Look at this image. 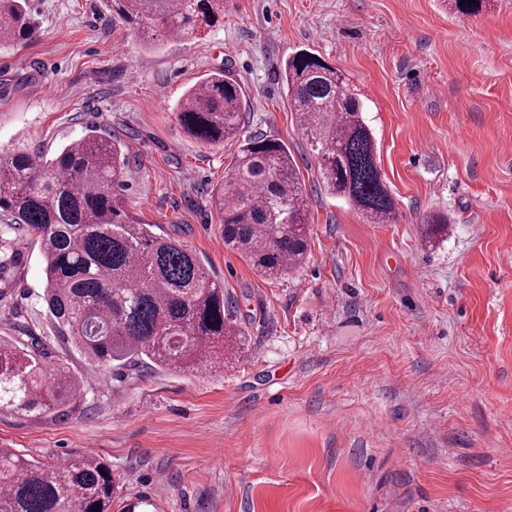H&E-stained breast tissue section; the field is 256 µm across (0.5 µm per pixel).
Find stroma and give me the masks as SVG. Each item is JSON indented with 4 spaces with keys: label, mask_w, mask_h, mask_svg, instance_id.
<instances>
[{
    "label": "stroma",
    "mask_w": 512,
    "mask_h": 512,
    "mask_svg": "<svg viewBox=\"0 0 512 512\" xmlns=\"http://www.w3.org/2000/svg\"><path fill=\"white\" fill-rule=\"evenodd\" d=\"M0 43V155L89 131L127 158L122 198L235 299L243 342L211 371L91 364L43 299L32 233L0 219V338L34 333L84 378L64 415L0 413V448L95 458L112 512H512V0H224V22L145 47L103 0H28ZM306 49L362 102L396 218L329 197L278 78ZM225 69L239 140L283 141L309 205L307 259L276 279L228 249L210 203L236 143L187 136L175 105ZM448 218L447 239L423 226ZM37 36V25L27 11L26 0H0V41L18 43Z\"/></svg>",
    "instance_id": "1"
}]
</instances>
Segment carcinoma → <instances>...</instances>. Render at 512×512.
Here are the masks:
<instances>
[{
	"mask_svg": "<svg viewBox=\"0 0 512 512\" xmlns=\"http://www.w3.org/2000/svg\"><path fill=\"white\" fill-rule=\"evenodd\" d=\"M483 0H451L458 15ZM112 15L156 46L157 36L189 40L224 18V0H106ZM37 36L26 0H0V41ZM296 122L327 194L375 224L394 217L377 163V144L360 102L335 68L308 51L279 71ZM245 92L226 70L184 93L176 116L196 140L222 147L241 128ZM126 158L117 141L92 130L46 158L17 144L0 156V215L36 235L45 262L46 302L60 332L88 359L167 368L224 363V338L242 335L224 285L182 243L159 234L124 206ZM224 245L262 277L308 254V202L300 168L280 139L259 133L240 145L224 185L211 195ZM434 218L425 241L447 233ZM84 384L33 336L0 342V412H65ZM116 482L96 459L65 465L0 448V512H112Z\"/></svg>",
	"mask_w": 512,
	"mask_h": 512,
	"instance_id": "carcinoma-1",
	"label": "carcinoma"
}]
</instances>
